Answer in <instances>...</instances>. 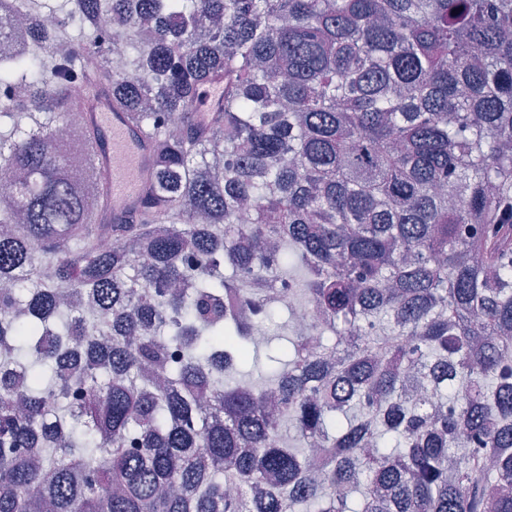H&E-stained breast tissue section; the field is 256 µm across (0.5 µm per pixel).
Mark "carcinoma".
Wrapping results in <instances>:
<instances>
[{"label":"carcinoma","instance_id":"carcinoma-1","mask_svg":"<svg viewBox=\"0 0 512 512\" xmlns=\"http://www.w3.org/2000/svg\"><path fill=\"white\" fill-rule=\"evenodd\" d=\"M70 4L0 0V512H512V0ZM104 135L100 163L116 223L136 212L150 190L152 161L148 134L129 112L101 100L88 114Z\"/></svg>","mask_w":512,"mask_h":512}]
</instances>
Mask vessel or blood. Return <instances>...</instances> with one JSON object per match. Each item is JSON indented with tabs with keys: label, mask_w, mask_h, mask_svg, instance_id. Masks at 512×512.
Segmentation results:
<instances>
[{
	"label": "vessel or blood",
	"mask_w": 512,
	"mask_h": 512,
	"mask_svg": "<svg viewBox=\"0 0 512 512\" xmlns=\"http://www.w3.org/2000/svg\"><path fill=\"white\" fill-rule=\"evenodd\" d=\"M88 118L104 135L100 163L112 206V219L118 223L139 209L150 190L149 136L130 113L105 100L93 106Z\"/></svg>",
	"instance_id": "b4317fda"
}]
</instances>
